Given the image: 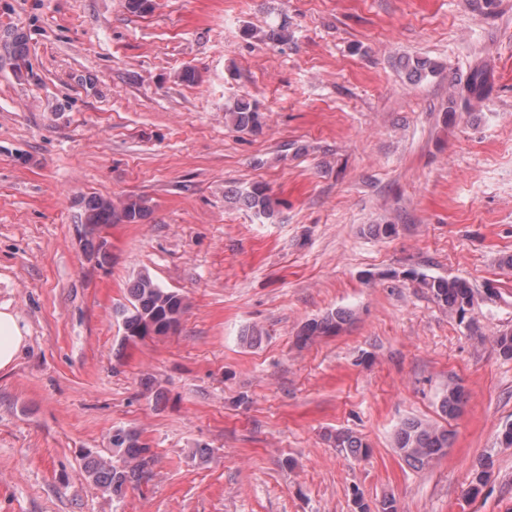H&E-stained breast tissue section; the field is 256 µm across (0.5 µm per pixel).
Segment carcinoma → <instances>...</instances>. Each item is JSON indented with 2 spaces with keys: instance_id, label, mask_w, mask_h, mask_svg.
<instances>
[{
  "instance_id": "1",
  "label": "carcinoma",
  "mask_w": 512,
  "mask_h": 512,
  "mask_svg": "<svg viewBox=\"0 0 512 512\" xmlns=\"http://www.w3.org/2000/svg\"><path fill=\"white\" fill-rule=\"evenodd\" d=\"M408 79L418 82L425 73H434L439 65L429 59H418L414 63H404ZM485 86L484 74L474 71L459 82V95L464 103L482 96ZM263 114L256 102L236 98L225 108L227 125L236 130L258 132L262 129ZM233 203L254 212L258 217L270 219L275 214V203L268 189L255 184L251 189L233 196ZM147 208L139 199H106L93 197L86 202L84 210V234L94 235L103 224H136L145 217ZM419 284L428 289L434 300L456 313L459 319L466 317L473 307L475 294L469 283L461 278L432 277L419 275ZM185 310L183 296L170 288L161 286L152 276L141 273L129 288V305L118 311L121 317L124 336L122 342L129 343L153 336L167 335L177 331ZM352 320V313L345 309L330 311L319 319L308 322L301 332L303 341L319 336L339 333ZM464 393L459 386H450L440 400L444 416L454 419L462 413ZM338 448H347L354 456H364L368 446L358 436L347 431H337L328 435ZM451 442L448 429L424 424L409 419L401 424L395 435V448L398 454L413 467L428 466L434 459L443 455ZM111 450L106 456H89L84 463L87 478L103 492L114 498L124 496L127 490L137 489L150 472L154 462L147 444L140 441L139 435L131 430L118 429L112 432Z\"/></svg>"
}]
</instances>
